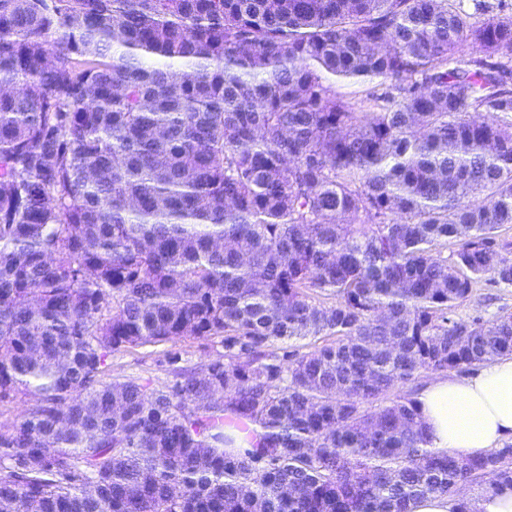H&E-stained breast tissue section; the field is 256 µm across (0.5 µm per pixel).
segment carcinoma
<instances>
[{
  "instance_id": "cac0c4a2",
  "label": "carcinoma",
  "mask_w": 512,
  "mask_h": 512,
  "mask_svg": "<svg viewBox=\"0 0 512 512\" xmlns=\"http://www.w3.org/2000/svg\"><path fill=\"white\" fill-rule=\"evenodd\" d=\"M475 7L0 0V404L34 401L0 512H479L468 487L512 484V440L436 452L413 391L512 355V313L456 314L512 288V14ZM330 75L387 87L355 112ZM188 338L224 352L112 377ZM476 311H481L486 319H492L503 311L512 312V288L483 284L456 310L463 318L473 315ZM171 350L181 353L180 365L189 369H198L216 351L224 352L217 339H184L140 347L112 357V376L150 378L155 385H162L170 378L165 359ZM457 498L429 497L412 505V512H456Z\"/></svg>"
}]
</instances>
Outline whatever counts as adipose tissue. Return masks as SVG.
<instances>
[{
  "instance_id": "1",
  "label": "adipose tissue",
  "mask_w": 512,
  "mask_h": 512,
  "mask_svg": "<svg viewBox=\"0 0 512 512\" xmlns=\"http://www.w3.org/2000/svg\"><path fill=\"white\" fill-rule=\"evenodd\" d=\"M417 399L431 448L486 454L512 436V356L465 377L423 379Z\"/></svg>"
}]
</instances>
